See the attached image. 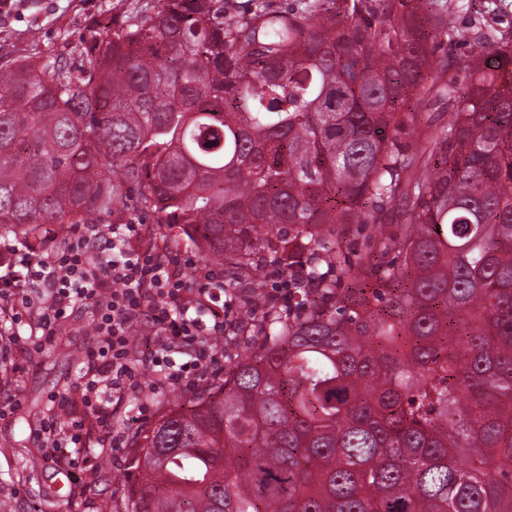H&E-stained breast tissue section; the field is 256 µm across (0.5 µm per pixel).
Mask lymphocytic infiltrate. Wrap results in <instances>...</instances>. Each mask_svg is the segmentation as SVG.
<instances>
[{
	"label": "lymphocytic infiltrate",
	"mask_w": 512,
	"mask_h": 512,
	"mask_svg": "<svg viewBox=\"0 0 512 512\" xmlns=\"http://www.w3.org/2000/svg\"><path fill=\"white\" fill-rule=\"evenodd\" d=\"M138 224H116L102 240L95 224H77L66 244L46 255L22 252V275L0 274V298L11 307L37 306L34 350L51 342L61 322L85 306L93 313L95 336L80 360L77 378L48 396L47 418L34 433L46 459L62 448L82 447L85 424L103 429V454L123 447L126 437L112 428V416L139 386L131 343L142 336L144 362L153 370L152 390L194 388L224 366L213 337L224 335V312L240 293L224 286V272L201 268L189 284L181 258L146 245ZM150 321L156 336H143Z\"/></svg>",
	"instance_id": "f902f5d3"
}]
</instances>
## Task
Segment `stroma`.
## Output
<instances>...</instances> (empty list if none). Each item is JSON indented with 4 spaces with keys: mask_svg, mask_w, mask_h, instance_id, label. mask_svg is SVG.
Instances as JSON below:
<instances>
[{
    "mask_svg": "<svg viewBox=\"0 0 512 512\" xmlns=\"http://www.w3.org/2000/svg\"><path fill=\"white\" fill-rule=\"evenodd\" d=\"M148 0H19L14 13L0 20V66L33 58L42 63L66 61L79 68L84 50L101 41L113 22L143 11ZM459 26L470 22L505 30L512 27V0H463L453 15ZM91 313L79 310L64 323L55 341L33 354L24 371H15L13 336L28 338L30 318L11 323L0 319V503L8 512H100L111 501L122 512L132 447L100 455V430L87 437L83 468L86 477L76 481L68 463L45 460L32 433L48 416L47 396L77 376L84 347L92 340ZM148 369L140 371V387L117 414L118 424L129 436L152 427L174 405L190 408L196 390L174 389L163 395L151 391ZM151 410L140 414L141 402Z\"/></svg>",
    "mask_w": 512,
    "mask_h": 512,
    "instance_id": "obj_1",
    "label": "stroma"
}]
</instances>
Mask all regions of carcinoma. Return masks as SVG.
<instances>
[{
  "label": "carcinoma",
  "instance_id": "obj_1",
  "mask_svg": "<svg viewBox=\"0 0 512 512\" xmlns=\"http://www.w3.org/2000/svg\"><path fill=\"white\" fill-rule=\"evenodd\" d=\"M432 5L155 0L79 96L65 61L0 68V238L119 223L136 186L148 243L182 225L262 338L138 437L125 512H512V32ZM265 252L315 277L286 311ZM224 10L235 14H243L255 9L263 8L271 11H284L300 8L302 3L310 0H223ZM419 111L421 112V125L424 128L431 126L440 129L443 126H447L452 118L451 111L448 110V105L433 100L422 101L419 104Z\"/></svg>",
  "mask_w": 512,
  "mask_h": 512
}]
</instances>
